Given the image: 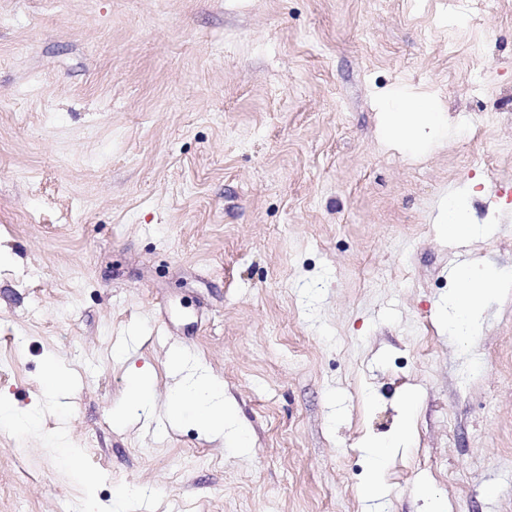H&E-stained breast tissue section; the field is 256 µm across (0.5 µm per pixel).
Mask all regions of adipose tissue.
I'll return each instance as SVG.
<instances>
[{
    "instance_id": "obj_1",
    "label": "adipose tissue",
    "mask_w": 512,
    "mask_h": 512,
    "mask_svg": "<svg viewBox=\"0 0 512 512\" xmlns=\"http://www.w3.org/2000/svg\"><path fill=\"white\" fill-rule=\"evenodd\" d=\"M441 120L440 112L427 103L405 100L388 112L385 133L400 146L416 150L437 135ZM438 224L444 234L457 240H470L490 231L489 226L473 223L470 213L454 199L449 200L439 214ZM449 275L459 281L461 287L448 301L446 321L457 336L473 339L481 330L493 297L500 289L512 286V274L483 259L455 266ZM154 401L152 375L140 369H130L128 400L125 407L113 412V423L124 424L131 411L150 409ZM168 412L173 419L192 421L209 439L226 441L243 449L248 446L233 406L224 401L221 380L204 377L176 382L170 393ZM408 445V437L402 430L388 442H366L375 479L363 489L365 499L382 497L383 489L378 477L394 454Z\"/></svg>"
}]
</instances>
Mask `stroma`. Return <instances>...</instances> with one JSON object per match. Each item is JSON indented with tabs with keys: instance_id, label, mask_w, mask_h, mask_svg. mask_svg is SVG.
<instances>
[{
	"instance_id": "stroma-1",
	"label": "stroma",
	"mask_w": 512,
	"mask_h": 512,
	"mask_svg": "<svg viewBox=\"0 0 512 512\" xmlns=\"http://www.w3.org/2000/svg\"><path fill=\"white\" fill-rule=\"evenodd\" d=\"M481 47L479 85L463 76ZM444 133L383 131L397 94ZM490 235L435 222L452 190ZM512 272V0H0V512H512V288L472 341L452 265ZM128 362L112 357L118 345ZM220 379L236 452L165 413ZM69 376L42 390L48 362ZM154 410L112 412L128 364ZM409 440L406 435L405 427L396 433L392 439L386 443H376L368 441L363 448L371 459L373 478L369 485L362 490V495L367 500H376L382 497L383 489L379 483V477L386 469L390 459L400 448H409Z\"/></svg>"
}]
</instances>
